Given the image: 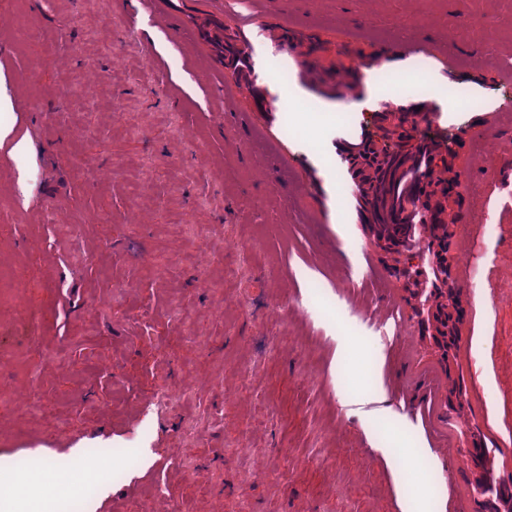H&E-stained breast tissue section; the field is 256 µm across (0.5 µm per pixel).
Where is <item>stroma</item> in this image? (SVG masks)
I'll return each instance as SVG.
<instances>
[{
	"label": "stroma",
	"instance_id": "obj_1",
	"mask_svg": "<svg viewBox=\"0 0 512 512\" xmlns=\"http://www.w3.org/2000/svg\"><path fill=\"white\" fill-rule=\"evenodd\" d=\"M208 2L186 0L177 34L138 0H0V125L27 142L0 149V492L26 491L24 456L58 486L108 484L95 512H481L338 146L365 136L367 100L455 136L453 367L512 477V0H226L270 112L206 75L186 34ZM273 20L345 72L275 48Z\"/></svg>",
	"mask_w": 512,
	"mask_h": 512
}]
</instances>
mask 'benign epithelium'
I'll return each instance as SVG.
<instances>
[{"instance_id":"benign-epithelium-1","label":"benign epithelium","mask_w":512,"mask_h":512,"mask_svg":"<svg viewBox=\"0 0 512 512\" xmlns=\"http://www.w3.org/2000/svg\"><path fill=\"white\" fill-rule=\"evenodd\" d=\"M371 130L364 141L347 145L342 159L350 171H362L353 176L355 195L363 204L361 222H374L375 188L378 178L391 167H402L406 155L424 150L431 137L427 130L432 124L430 111L414 106H397L384 102L369 116ZM459 174L455 169L453 151L440 146L430 152L426 166L416 176L411 192L387 213V223L400 226L413 221L410 235L418 244L394 245L404 239L399 231L396 241L384 237H369L374 248L388 255L389 273L403 285L405 301L418 317L421 340L426 350L436 353L429 336L436 334L438 310L436 302L450 305L456 326L455 340L462 338L467 310L454 287L453 257L449 250L431 244L430 229L448 223L449 212L457 211L462 201Z\"/></svg>"}]
</instances>
